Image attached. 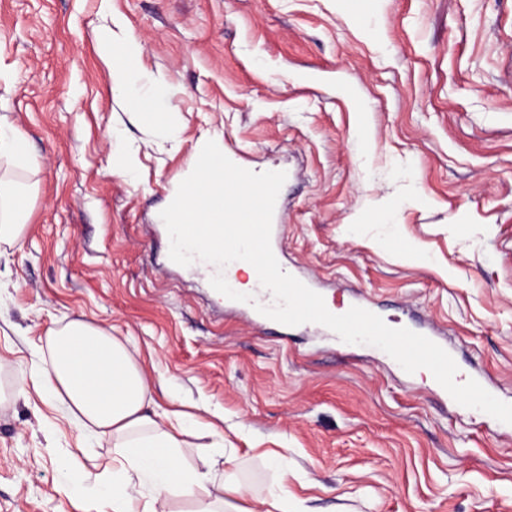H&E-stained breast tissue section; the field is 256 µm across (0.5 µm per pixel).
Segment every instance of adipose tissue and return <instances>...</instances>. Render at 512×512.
<instances>
[{
	"mask_svg": "<svg viewBox=\"0 0 512 512\" xmlns=\"http://www.w3.org/2000/svg\"><path fill=\"white\" fill-rule=\"evenodd\" d=\"M98 40L104 51L113 54V93L125 99L146 123L173 127V113L148 112L143 107V97L136 89L142 74L138 43L128 41L116 52L111 34H100ZM28 154L27 138L0 119V162L8 167L0 174V245H16L23 236L22 203L27 185L14 172L27 169ZM36 355L43 364L44 392L60 400L83 429L111 440L112 452L121 464L109 482L90 471L79 486L60 480L61 494L106 502L111 512H133L137 500L143 501V512H159L160 507L182 499L194 502L195 512H249L229 503L242 489L219 471L223 448L199 445L195 465H183L182 450L190 433L185 419L171 427L158 422L156 412L150 409L153 399L148 376L126 345L107 330L80 319L70 320L47 334Z\"/></svg>",
	"mask_w": 512,
	"mask_h": 512,
	"instance_id": "1",
	"label": "adipose tissue"
}]
</instances>
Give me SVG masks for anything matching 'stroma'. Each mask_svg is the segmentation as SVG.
<instances>
[{
    "label": "stroma",
    "instance_id": "35a3bbf8",
    "mask_svg": "<svg viewBox=\"0 0 512 512\" xmlns=\"http://www.w3.org/2000/svg\"><path fill=\"white\" fill-rule=\"evenodd\" d=\"M106 26L160 77L144 95L178 143L114 96ZM0 118L35 167L0 253V512H86L59 479L112 476L111 442L17 372L74 318L223 442L251 512L278 485L303 512H512V428L377 347L252 322L164 269L156 221L223 134L238 166L288 171L284 260L315 292L435 329L512 403V0H0ZM118 140L135 180L111 173Z\"/></svg>",
    "mask_w": 512,
    "mask_h": 512
}]
</instances>
